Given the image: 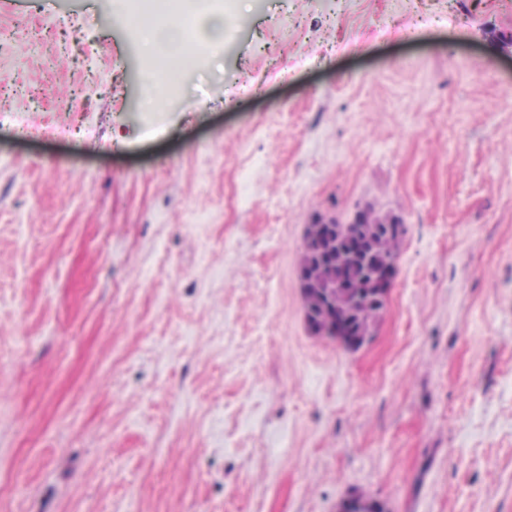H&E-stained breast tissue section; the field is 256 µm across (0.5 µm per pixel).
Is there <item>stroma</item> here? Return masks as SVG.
I'll return each instance as SVG.
<instances>
[{
	"instance_id": "1",
	"label": "stroma",
	"mask_w": 512,
	"mask_h": 512,
	"mask_svg": "<svg viewBox=\"0 0 512 512\" xmlns=\"http://www.w3.org/2000/svg\"><path fill=\"white\" fill-rule=\"evenodd\" d=\"M112 2L0 0V512H512V0H232L160 110ZM368 205L350 350L297 259ZM355 216H362L363 222L346 224L333 218L334 221L330 223H320L321 220H319L316 224L307 225L303 247L297 262L298 274L306 275L313 271L322 281L343 275L347 282L358 285L359 290L366 292L364 287L374 271L385 266L396 267L401 243L406 234L402 219L382 217L375 214L372 209L358 210ZM319 224L333 226L332 239L317 238L316 226ZM387 224H400L401 229L386 231ZM356 226L364 227L365 249L358 260H346L342 266H338L336 265L338 256L336 238L355 230ZM388 268L376 273L372 281L371 291L381 300L365 298L358 301L353 295H347L348 288H335L330 294L305 292L303 308L313 333L340 341L339 336H336L337 319L347 321L355 328H363L366 332H370L371 328L373 330L385 308L386 302L383 300H387L392 288V276ZM340 342L347 348H353Z\"/></svg>"
}]
</instances>
